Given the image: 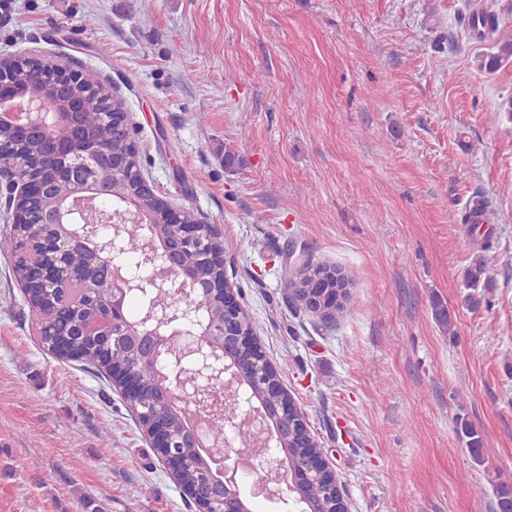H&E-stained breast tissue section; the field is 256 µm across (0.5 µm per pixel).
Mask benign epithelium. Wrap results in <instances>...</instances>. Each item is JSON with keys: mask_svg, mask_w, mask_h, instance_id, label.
Returning a JSON list of instances; mask_svg holds the SVG:
<instances>
[{"mask_svg": "<svg viewBox=\"0 0 512 512\" xmlns=\"http://www.w3.org/2000/svg\"><path fill=\"white\" fill-rule=\"evenodd\" d=\"M43 84L37 96L21 93L0 74V114L5 106L15 112L20 124L12 126L19 137L37 135L44 144L46 173L73 170L72 191L51 212L28 210L25 199L44 196L47 182L25 174V160L0 139V180L6 181L10 199L15 203L11 214L13 228L25 239L42 246L50 261L31 271L30 284L44 295L69 275L68 256L78 248H87L88 262L99 269L98 278L87 284L84 302L99 308L98 317L87 321L78 303L66 311L40 322L38 335L52 340L67 332L99 336L112 345L127 336H146L143 360L124 371L117 390L128 399L141 396L143 370L157 379L152 398L142 401L157 408L152 416V431L146 433L151 447L155 438L165 436L158 454L170 475L193 463L207 470L206 458L192 462L177 449L197 445L201 437H211V430L193 429L189 434H166L164 410L174 406L211 424L224 421V438L210 445L212 455L224 462V479L206 475L204 483L182 487L186 499L198 512H247L245 497L235 472L243 457L255 459L268 486V499L282 503L289 512H303L300 504L308 486L322 472L330 469L325 454L303 460L288 457L287 446L307 439L316 443L307 422H299L297 406L288 399L272 398L258 405L255 391L262 388L272 364L267 360L252 330L240 323L242 307L226 279L199 286L195 284L194 266L184 263L181 255L189 252L214 268L224 270V250L216 246L218 231L198 221L187 223L184 212L167 210V225L172 230L170 245H159L153 237L143 236L133 266L125 262L128 249L121 231L127 224L151 228L137 201L112 199L111 181L141 180L137 168H127L124 161L114 162L110 180H102L94 167L109 154L75 117L83 110L78 97L59 101L52 95L60 77L75 76L64 67L22 58ZM84 143L75 154L71 144ZM178 285L171 289L170 284ZM155 292H173L176 303L163 307L149 303ZM220 296L224 317L218 322L204 318L203 310L215 296ZM141 301L142 313L133 318L128 313L130 299ZM222 336L221 345L210 337Z\"/></svg>", "mask_w": 512, "mask_h": 512, "instance_id": "1", "label": "benign epithelium"}]
</instances>
